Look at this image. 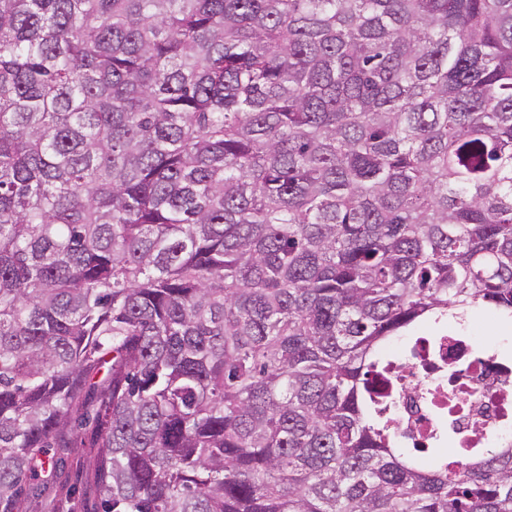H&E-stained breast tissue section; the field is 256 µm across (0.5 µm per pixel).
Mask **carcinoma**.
I'll use <instances>...</instances> for the list:
<instances>
[{
  "label": "carcinoma",
  "instance_id": "obj_1",
  "mask_svg": "<svg viewBox=\"0 0 512 512\" xmlns=\"http://www.w3.org/2000/svg\"><path fill=\"white\" fill-rule=\"evenodd\" d=\"M512 322V0H0V512H512L372 422Z\"/></svg>",
  "mask_w": 512,
  "mask_h": 512
}]
</instances>
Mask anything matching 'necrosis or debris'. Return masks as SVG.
Segmentation results:
<instances>
[{
    "instance_id": "obj_1",
    "label": "necrosis or debris",
    "mask_w": 512,
    "mask_h": 512,
    "mask_svg": "<svg viewBox=\"0 0 512 512\" xmlns=\"http://www.w3.org/2000/svg\"><path fill=\"white\" fill-rule=\"evenodd\" d=\"M388 355L397 369L386 414L402 447H436L440 432L454 441L452 458L485 447L490 432L512 444V365L478 352L466 328L440 337L411 332Z\"/></svg>"
}]
</instances>
